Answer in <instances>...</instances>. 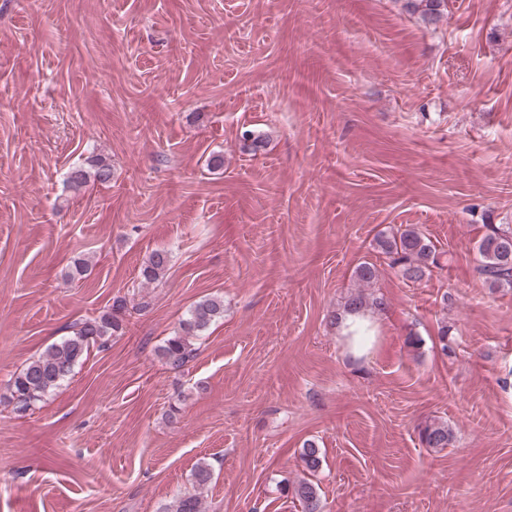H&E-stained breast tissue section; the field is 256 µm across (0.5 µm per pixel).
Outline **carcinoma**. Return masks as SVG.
I'll return each mask as SVG.
<instances>
[{
	"label": "carcinoma",
	"instance_id": "obj_1",
	"mask_svg": "<svg viewBox=\"0 0 512 512\" xmlns=\"http://www.w3.org/2000/svg\"><path fill=\"white\" fill-rule=\"evenodd\" d=\"M409 10L417 12L427 24H436L442 17L445 0H406ZM100 183L112 180V167L101 157L91 155L86 165L71 169L67 181L78 190L85 186L89 178ZM377 246L390 258L391 267L398 270L402 278L410 282H420L429 276L432 268L440 265V257L431 240L415 227H407L389 235L380 233ZM478 259L475 272L478 277L494 290L512 285V231L498 227L490 228L477 243ZM169 253L157 249L151 252L143 263L140 275L142 283L158 281L167 270ZM354 276L360 287H370L377 277V268L370 262L360 263ZM345 307L350 311L361 312L367 308L382 311L386 301L382 297H368L362 293L352 294ZM121 301L112 309L96 317L86 318L77 324L74 334L58 344L50 345L38 358L30 361L11 380L9 401L15 409L25 412L46 394L69 379L74 367L88 355L91 347L105 346L109 339L122 330ZM224 313V300L207 297L196 302L188 316L180 324V332L166 339L160 348V355L167 366L180 370L195 356L193 339L198 338ZM420 440L428 448H446L452 441V431L448 425L433 422L419 430ZM301 459L309 473H316L321 467L320 449L312 442L307 443ZM294 496L302 503L304 512H322L317 486L303 479L293 486ZM164 512H203L201 497L187 493L179 497L172 509Z\"/></svg>",
	"mask_w": 512,
	"mask_h": 512
}]
</instances>
